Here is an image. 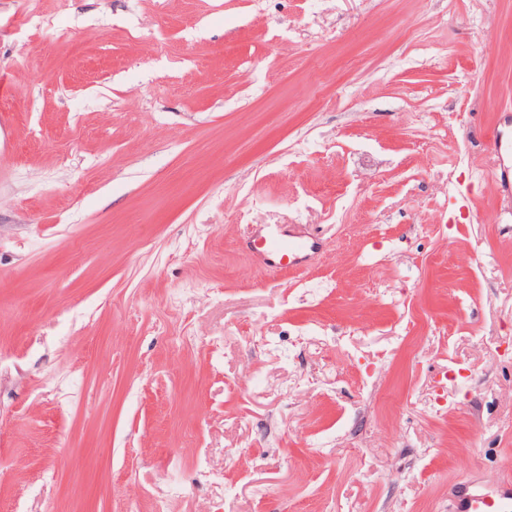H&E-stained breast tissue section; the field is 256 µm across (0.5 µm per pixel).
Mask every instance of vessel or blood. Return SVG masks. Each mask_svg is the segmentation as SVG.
Listing matches in <instances>:
<instances>
[{
  "label": "vessel or blood",
  "instance_id": "b4317fda",
  "mask_svg": "<svg viewBox=\"0 0 512 512\" xmlns=\"http://www.w3.org/2000/svg\"><path fill=\"white\" fill-rule=\"evenodd\" d=\"M249 249L257 260L281 265L309 263L316 255V241L293 229L266 228L254 233ZM453 512H512V472L499 483L486 486L475 479L458 482L452 490Z\"/></svg>",
  "mask_w": 512,
  "mask_h": 512
}]
</instances>
